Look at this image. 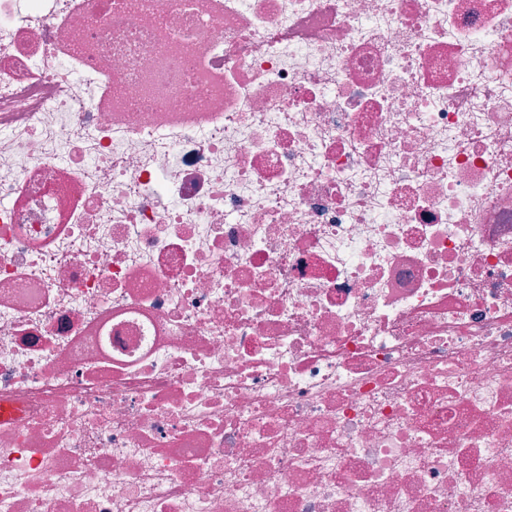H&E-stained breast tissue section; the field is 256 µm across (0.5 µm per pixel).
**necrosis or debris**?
I'll return each instance as SVG.
<instances>
[{"mask_svg": "<svg viewBox=\"0 0 512 512\" xmlns=\"http://www.w3.org/2000/svg\"><path fill=\"white\" fill-rule=\"evenodd\" d=\"M0 512H512V0H0Z\"/></svg>", "mask_w": 512, "mask_h": 512, "instance_id": "1", "label": "necrosis or debris"}]
</instances>
